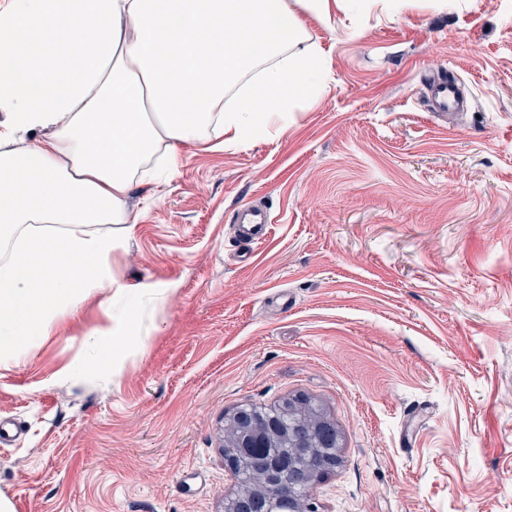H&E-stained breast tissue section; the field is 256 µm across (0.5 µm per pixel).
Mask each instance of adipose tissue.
<instances>
[{
	"mask_svg": "<svg viewBox=\"0 0 512 512\" xmlns=\"http://www.w3.org/2000/svg\"><path fill=\"white\" fill-rule=\"evenodd\" d=\"M398 0H0V326L113 283L135 183L283 130L317 93L307 20ZM115 224V233H99Z\"/></svg>",
	"mask_w": 512,
	"mask_h": 512,
	"instance_id": "obj_1",
	"label": "adipose tissue"
}]
</instances>
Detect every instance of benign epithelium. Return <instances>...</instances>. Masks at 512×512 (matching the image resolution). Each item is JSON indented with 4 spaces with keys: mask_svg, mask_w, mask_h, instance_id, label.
Listing matches in <instances>:
<instances>
[{
    "mask_svg": "<svg viewBox=\"0 0 512 512\" xmlns=\"http://www.w3.org/2000/svg\"><path fill=\"white\" fill-rule=\"evenodd\" d=\"M225 431L222 452L235 483L241 485L252 479L257 449L278 446L283 425L272 417L256 414L250 407H241L228 418ZM315 439V447L330 448L332 452L318 457L313 468L299 471L297 460L289 448L280 449L276 457L267 461L268 467L279 476L280 486L309 485L315 480V471L326 473L336 467L339 433L335 425L327 420L322 421ZM224 512H281V508L278 499L262 495L257 487L247 495L240 491L224 497Z\"/></svg>",
    "mask_w": 512,
    "mask_h": 512,
    "instance_id": "benign-epithelium-1",
    "label": "benign epithelium"
}]
</instances>
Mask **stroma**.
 I'll list each match as a JSON object with an SVG mask.
<instances>
[{"label":"stroma","instance_id":"stroma-1","mask_svg":"<svg viewBox=\"0 0 512 512\" xmlns=\"http://www.w3.org/2000/svg\"><path fill=\"white\" fill-rule=\"evenodd\" d=\"M306 26L321 97L130 193L110 265L149 303L87 289L0 362L13 512H221L227 415L295 396L341 432L315 512H512V0ZM437 70L464 110H430ZM247 203L274 217L257 249ZM126 310L111 371H86Z\"/></svg>","mask_w":512,"mask_h":512}]
</instances>
